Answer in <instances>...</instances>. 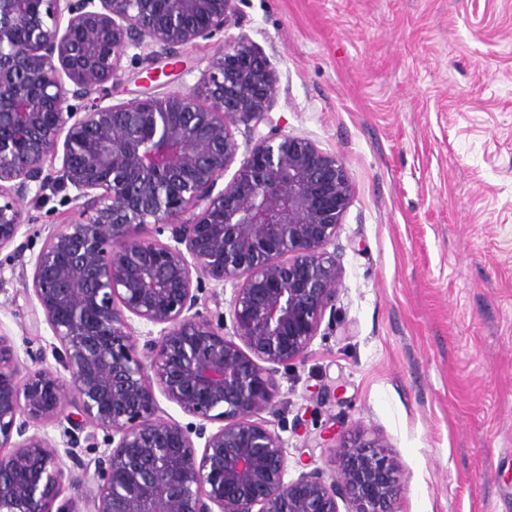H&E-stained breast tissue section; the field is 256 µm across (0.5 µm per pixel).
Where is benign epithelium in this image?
<instances>
[{
  "instance_id": "1",
  "label": "benign epithelium",
  "mask_w": 512,
  "mask_h": 512,
  "mask_svg": "<svg viewBox=\"0 0 512 512\" xmlns=\"http://www.w3.org/2000/svg\"><path fill=\"white\" fill-rule=\"evenodd\" d=\"M234 2L0 0V250L35 222L18 200L74 192L31 277L70 380L21 374L0 335V512H62L58 450L28 431L64 420L71 455L88 427L117 439L82 469L88 512H339L338 495L350 512H398L401 472L379 438L333 434L337 479L288 480L285 442L261 418L336 301L342 160L273 125L277 74L243 34L204 76L207 102L189 90L106 103L129 48L176 67L224 32ZM241 125L250 148L220 188ZM149 224L170 242L142 235ZM208 283L232 284L231 322L200 310ZM133 317L158 337L139 343ZM157 389L199 424L159 416Z\"/></svg>"
}]
</instances>
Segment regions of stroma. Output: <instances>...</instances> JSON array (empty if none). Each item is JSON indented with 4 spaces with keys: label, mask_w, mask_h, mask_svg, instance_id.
<instances>
[{
    "label": "stroma",
    "mask_w": 512,
    "mask_h": 512,
    "mask_svg": "<svg viewBox=\"0 0 512 512\" xmlns=\"http://www.w3.org/2000/svg\"><path fill=\"white\" fill-rule=\"evenodd\" d=\"M234 24L146 85L128 49L110 91L203 92L223 41L246 35L278 76L270 116L345 164L352 195L336 239L343 276L305 357L264 412L288 479H331L325 432L381 438L404 474L400 512H512V0H236ZM33 265L70 214L20 200ZM20 274H0V334L21 367H55L48 325ZM61 499L86 512L57 424Z\"/></svg>",
    "instance_id": "stroma-1"
}]
</instances>
